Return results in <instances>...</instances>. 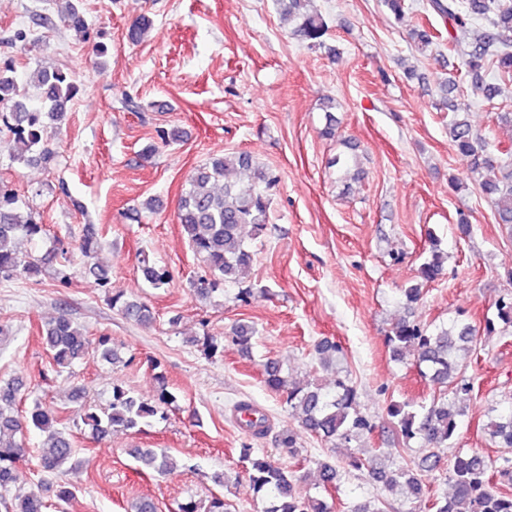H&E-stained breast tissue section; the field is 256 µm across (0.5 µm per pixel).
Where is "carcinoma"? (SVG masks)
<instances>
[{"label": "carcinoma", "instance_id": "carcinoma-1", "mask_svg": "<svg viewBox=\"0 0 512 512\" xmlns=\"http://www.w3.org/2000/svg\"><path fill=\"white\" fill-rule=\"evenodd\" d=\"M281 19L288 32L308 48L325 46L328 26L322 15L308 8L309 0H275ZM424 11L435 14L448 23V43L461 56L465 75L473 93L491 102L501 95V87L485 79L492 72L512 80V0H426ZM62 21L77 34L86 29L85 17L78 8L68 7ZM152 20L141 15L128 27L130 40L140 41L152 28ZM416 51L434 54L443 41L440 30L419 24L410 31ZM30 82L40 92V104L30 107L19 99V89L9 66H0V103L8 111L0 113V123L11 133L16 160L22 163L48 164L54 152L46 136L48 127L62 121L66 106L81 92L74 76L62 69H38ZM459 84L451 80L439 87V96L451 112L448 135L456 156L470 173L478 176L481 193L494 207L497 223L512 233V156L494 155L486 138L473 129L469 114L459 112L448 101V95ZM326 123L322 136H336V118L331 109L334 100L324 105ZM278 178L258 165L246 152L226 153L195 169L188 188L177 204V223L193 252L207 272L194 283V291L202 298H210L226 283H240L248 278L255 260V251L244 236L251 227V236L260 237L269 222L270 191ZM45 233V227L32 215L22 216L18 199L12 189L0 184V277L17 274H35L42 267L63 266L70 262L72 252L85 260V269L102 283L108 273L92 263L100 241L86 236L73 249L54 248L35 259H29L20 250V241L34 239ZM447 256L433 247L419 265L416 283L403 290L405 315L397 320L386 336L392 356L401 360L407 355L419 367L425 379L440 387L454 383L452 396H443L428 405L414 407L408 403L393 404L389 415L396 420L401 436L414 440L424 451L419 465L434 468L441 456L451 447L456 436L457 417L463 414L460 394L471 391L470 383L461 375L462 360L476 340L477 329L463 320L447 324L427 325L415 317L417 304L423 298V285L435 281L444 271ZM145 280L154 288L166 285L169 270L147 258L141 261ZM112 308L125 318L140 324L153 320L152 309L145 303L124 298L115 293L110 298ZM512 327V295L495 303V317L485 319L484 331L491 334L496 325ZM253 327L245 324L232 329V342L243 353H250ZM43 342L55 368H69L89 353L116 364L122 361L121 352L107 336L93 342L81 325L70 314L61 311L42 329ZM344 356L343 346L333 340H322L315 346L318 363L333 367ZM161 385L158 399L148 402L134 396L125 388L112 387V400L99 412L84 414L83 424L90 434L103 438L114 431H128L151 421L166 418V407L174 396L166 391L165 377L157 374ZM264 384L274 393L286 395V403L297 419L299 428L287 427L277 434L281 448L300 447V431L314 434L332 445L347 446L354 438L372 431L373 425L359 408L357 391L350 379L336 372L331 388L288 380L280 363L268 361L264 368ZM26 391L21 376L0 380V507L4 512H45L46 502L39 489L22 486L19 462L28 454L26 434L36 429L46 435V451L40 465L46 472L63 467L82 466L70 434L57 427L55 412L36 401L25 412L17 404ZM247 413L248 419L240 425L253 438L263 437L269 429L267 418L246 402L235 406ZM490 438L501 448H512V411L501 413L489 421ZM129 455L141 469L157 474L173 472L176 461L162 448H132ZM240 457L248 463L250 485L257 494L269 500L265 512H333L323 493L337 488L339 466L331 460L317 462L314 488L318 495L305 494L299 479L246 444L240 448ZM348 466L364 473L368 479L394 492L407 487L414 500L420 502L424 491L413 469L386 468L374 458L352 456ZM457 496L434 499L424 505L429 512H458V505H467L468 512H512V494L495 489L496 480L512 483V457L503 456L490 461L477 453L454 455L448 472ZM175 512H230L224 496L212 494L206 499L189 498L176 503Z\"/></svg>", "mask_w": 512, "mask_h": 512}]
</instances>
